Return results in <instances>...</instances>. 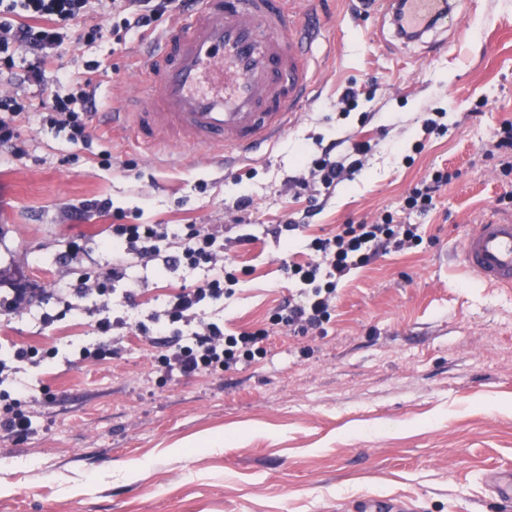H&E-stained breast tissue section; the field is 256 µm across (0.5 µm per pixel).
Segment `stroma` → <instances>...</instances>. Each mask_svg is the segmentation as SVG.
<instances>
[{
  "instance_id": "1",
  "label": "stroma",
  "mask_w": 512,
  "mask_h": 512,
  "mask_svg": "<svg viewBox=\"0 0 512 512\" xmlns=\"http://www.w3.org/2000/svg\"><path fill=\"white\" fill-rule=\"evenodd\" d=\"M109 3L89 0L84 20L64 27L43 83L23 81L24 51L0 64V94L24 107L25 151L0 155V270L58 288L111 264L110 225L218 227L239 283L204 311L226 334L267 337L224 375H165L157 361L171 338H145L136 325L207 272L160 260L127 262L131 326L112 358L78 359L98 341L93 299L48 326L52 303L0 317V360L22 345L43 355L0 384V395L22 385L40 401L30 434L0 438L9 467L0 512H368L374 498L404 512H512V495L495 486L512 474V288L482 283L457 260L476 220L512 214V174L482 151L512 122V0H474L460 29L405 46L369 0H294L326 24L316 99L272 148L229 171L216 155L113 126L148 84L144 41L120 34ZM95 25L103 34L89 37ZM87 76L85 150L43 115L51 97L78 96ZM351 87L357 98L343 101ZM437 107L448 131L424 137ZM357 138L375 144L359 171L329 190L308 184L322 147L344 154ZM436 170L454 178L430 212L411 216L420 245L353 270L323 332L273 325L298 292L286 268L306 260L313 238L379 218ZM95 199L110 211L83 210ZM289 219L303 231L276 235ZM244 234L254 239L246 249L235 243ZM75 237L83 249L69 262ZM215 435L223 446L203 447Z\"/></svg>"
}]
</instances>
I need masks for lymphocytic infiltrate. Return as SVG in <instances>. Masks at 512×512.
<instances>
[{
  "instance_id": "f902f5d3",
  "label": "lymphocytic infiltrate",
  "mask_w": 512,
  "mask_h": 512,
  "mask_svg": "<svg viewBox=\"0 0 512 512\" xmlns=\"http://www.w3.org/2000/svg\"><path fill=\"white\" fill-rule=\"evenodd\" d=\"M87 0H0V60L12 64L10 46L22 47L36 60L28 67L25 78L40 81V61L46 60L62 43L58 24L74 21L84 14ZM166 0H112V9L122 17L125 31H138L150 26L163 15ZM83 111L72 110L59 99L47 102L46 120L59 133H65L68 142L85 147L89 144L88 125L92 116V97L83 93ZM367 144L354 146L355 159L333 155L331 148H324L314 160L312 174L324 187H332L345 176L354 174L361 167L360 155L367 153ZM171 235L165 224H116L112 227V242L124 255L146 259L159 257ZM418 227L394 220L384 214L371 223L348 224L338 233L326 238H314L309 247L316 258L303 265L294 266L293 278L303 287L300 300L286 303L278 313L277 324L300 334L322 329L331 318L336 291L352 270L370 263L382 253L402 250L418 242ZM178 263L188 268H206L208 277L196 288L184 291L170 300L166 308L151 314L142 333L177 337V347L165 357L163 367L170 376L220 375L248 357L252 348L262 342L261 333L244 331L236 336L224 333V326L217 321L205 320L204 304L216 302L231 294L237 277L224 266V234L222 231L198 229L188 226L181 238ZM126 276L124 265L115 264L104 273L85 276L64 288H36L13 284L0 295V314L9 316L33 305L53 299L62 309L56 314H44V323L63 319L65 313L77 309L81 300L95 297L100 303L97 330L101 340L93 347L80 351L87 362H96L112 355L117 345V333L127 326L124 317L114 315L112 295L116 283Z\"/></svg>"
}]
</instances>
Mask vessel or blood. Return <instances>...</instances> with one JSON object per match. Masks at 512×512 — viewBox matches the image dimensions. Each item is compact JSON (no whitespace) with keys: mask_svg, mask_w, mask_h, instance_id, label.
Instances as JSON below:
<instances>
[{"mask_svg":"<svg viewBox=\"0 0 512 512\" xmlns=\"http://www.w3.org/2000/svg\"><path fill=\"white\" fill-rule=\"evenodd\" d=\"M416 31L429 20L457 24L463 0H377ZM319 18L289 0H193L144 53L148 91L132 127L145 142L224 150L225 164L272 144L313 100ZM464 270L512 287V217L483 218L459 253Z\"/></svg>","mask_w":512,"mask_h":512,"instance_id":"1","label":"vessel or blood"}]
</instances>
